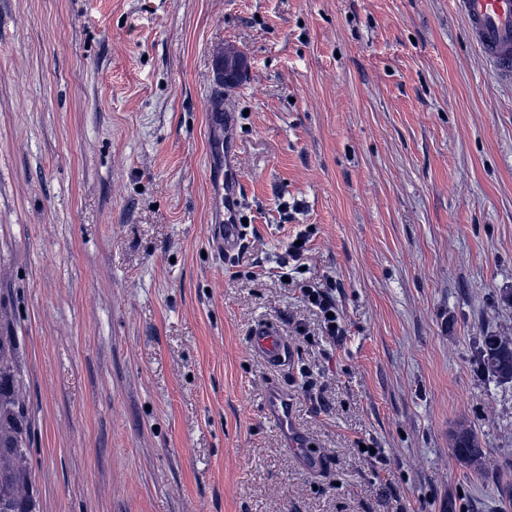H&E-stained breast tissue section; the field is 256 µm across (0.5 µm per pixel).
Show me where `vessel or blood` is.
Instances as JSON below:
<instances>
[{"mask_svg":"<svg viewBox=\"0 0 512 512\" xmlns=\"http://www.w3.org/2000/svg\"><path fill=\"white\" fill-rule=\"evenodd\" d=\"M464 18L468 34L490 65L502 78H512V0H454ZM235 124L233 113H213L210 127V156L206 180L213 201L209 226L211 243L218 253L232 255L241 245L239 212L243 180L235 167V154L228 137ZM251 346L267 363L276 367L291 360V348L277 325H257L251 334ZM266 418L277 423L285 443L297 457L312 458L309 440L297 429L291 401L286 392L270 386L264 400Z\"/></svg>","mask_w":512,"mask_h":512,"instance_id":"vessel-or-blood-1","label":"vessel or blood"}]
</instances>
